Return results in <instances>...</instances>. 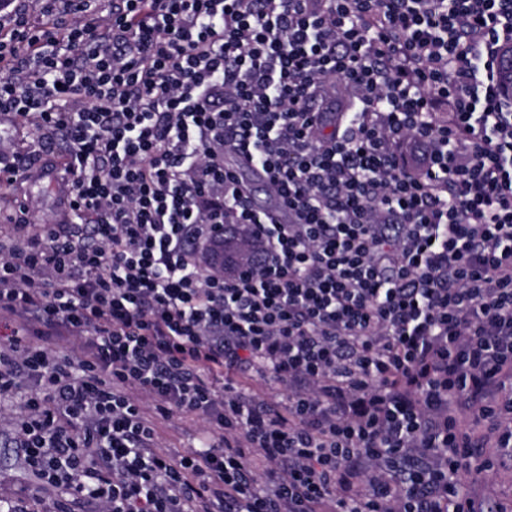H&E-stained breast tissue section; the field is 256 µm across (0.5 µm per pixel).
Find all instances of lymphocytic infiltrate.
<instances>
[{
	"label": "lymphocytic infiltrate",
	"mask_w": 512,
	"mask_h": 512,
	"mask_svg": "<svg viewBox=\"0 0 512 512\" xmlns=\"http://www.w3.org/2000/svg\"><path fill=\"white\" fill-rule=\"evenodd\" d=\"M10 0L0 120L69 224L0 239V398L92 512H486L512 447V0ZM288 223L251 206L228 153ZM236 224L264 253L225 273ZM210 425L173 456L156 422ZM473 495L486 504L512 506V461L500 457L496 466L483 474V481L471 487Z\"/></svg>",
	"instance_id": "lymphocytic-infiltrate-1"
}]
</instances>
